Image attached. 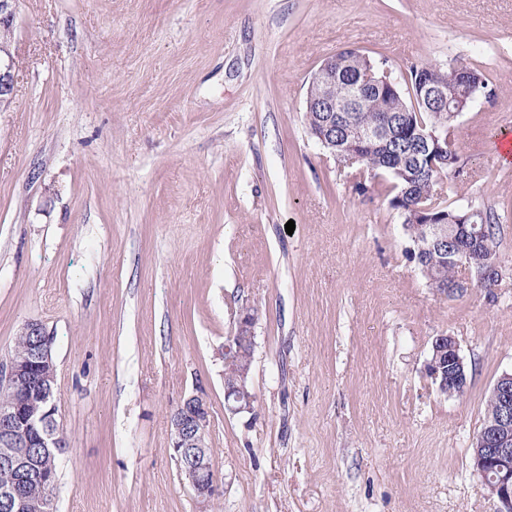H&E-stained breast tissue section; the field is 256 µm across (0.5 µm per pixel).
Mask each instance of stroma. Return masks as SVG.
<instances>
[{
	"instance_id": "35a3bbf8",
	"label": "stroma",
	"mask_w": 512,
	"mask_h": 512,
	"mask_svg": "<svg viewBox=\"0 0 512 512\" xmlns=\"http://www.w3.org/2000/svg\"><path fill=\"white\" fill-rule=\"evenodd\" d=\"M355 48L406 74L458 58L442 197L499 218L493 291L429 288L384 180L309 134V83ZM0 111V358L53 339L57 512H199L170 456L211 402V512H498L471 447L512 370V0H20ZM294 232H286L287 222ZM253 310V413L217 351ZM454 337L464 393L424 366Z\"/></svg>"
}]
</instances>
